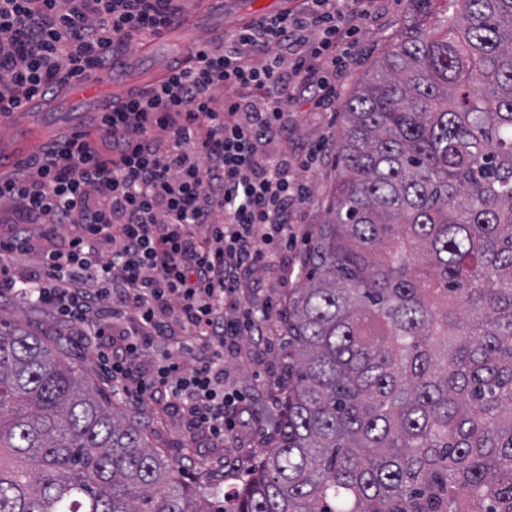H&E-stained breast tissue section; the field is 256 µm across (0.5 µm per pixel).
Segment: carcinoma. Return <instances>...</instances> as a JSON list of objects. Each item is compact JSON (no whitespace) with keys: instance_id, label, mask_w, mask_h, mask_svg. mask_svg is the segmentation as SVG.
<instances>
[{"instance_id":"carcinoma-1","label":"carcinoma","mask_w":512,"mask_h":512,"mask_svg":"<svg viewBox=\"0 0 512 512\" xmlns=\"http://www.w3.org/2000/svg\"><path fill=\"white\" fill-rule=\"evenodd\" d=\"M274 445L224 506L0 314V512H512V0H448L345 103Z\"/></svg>"}]
</instances>
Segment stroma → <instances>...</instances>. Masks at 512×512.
I'll return each instance as SVG.
<instances>
[{
  "instance_id": "35a3bbf8",
  "label": "stroma",
  "mask_w": 512,
  "mask_h": 512,
  "mask_svg": "<svg viewBox=\"0 0 512 512\" xmlns=\"http://www.w3.org/2000/svg\"><path fill=\"white\" fill-rule=\"evenodd\" d=\"M206 0H186L187 14L206 12L212 28L202 30L203 40H220L249 20L261 15L272 16L285 10H299L303 0H223L224 24L216 26L215 12L205 9ZM447 10L446 0H373L368 14L359 20L356 41L349 50L350 64L336 78V95L330 104L313 109L305 99H297L288 108V154L304 158L309 147L327 141L328 151L315 167L303 172L307 198L294 213L292 221L296 237L284 254L288 263L287 285H280L283 276L278 269H267L264 287L250 295L253 305H269L274 324L268 347L258 351L251 338H242L238 346L224 354V369L230 386L242 398L243 414L235 418L233 438L219 446L208 437L185 435L179 416L161 404L140 401L133 397L116 398L112 380L88 349L82 329L60 322L47 310L33 309L17 299H0V313L28 323L50 341L64 343L73 363L84 377L107 400H118L123 409L136 414L146 426L150 442L159 453L174 462L184 463L185 479L198 490L210 493L220 501L227 490L236 488L242 474L250 471L262 454L271 447L276 432L278 402L288 382V361L282 317L288 307V291L303 278L302 260L312 236L325 220L324 200L336 179L334 144L344 121L345 100L355 88L370 77L376 61L404 34L409 20L433 21ZM45 136L39 131L15 125L0 130V179H8L30 167L41 153Z\"/></svg>"
}]
</instances>
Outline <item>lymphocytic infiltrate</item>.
Masks as SVG:
<instances>
[{
    "mask_svg": "<svg viewBox=\"0 0 512 512\" xmlns=\"http://www.w3.org/2000/svg\"><path fill=\"white\" fill-rule=\"evenodd\" d=\"M307 3L172 64L97 117L96 141L52 142L31 171L0 181V209L21 228L0 253H37L23 285L0 280V297L86 326L116 393L157 400L189 434L219 443L240 403L225 385L224 350L262 335L265 309L242 300L259 271L280 264L307 196L299 164L268 147L286 137L297 92L317 104L333 97L326 73L345 68L336 47L354 32L345 0ZM183 20L177 0H0V113L113 66L116 46ZM33 224L43 237L64 224L79 231L37 249ZM174 338L191 368L168 351L145 360Z\"/></svg>",
    "mask_w": 512,
    "mask_h": 512,
    "instance_id": "f902f5d3",
    "label": "lymphocytic infiltrate"
}]
</instances>
